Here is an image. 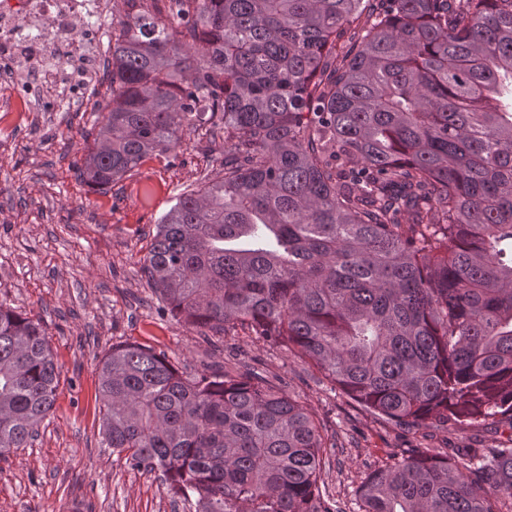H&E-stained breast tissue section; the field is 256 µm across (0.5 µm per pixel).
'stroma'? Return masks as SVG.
Returning <instances> with one entry per match:
<instances>
[{
	"mask_svg": "<svg viewBox=\"0 0 512 512\" xmlns=\"http://www.w3.org/2000/svg\"><path fill=\"white\" fill-rule=\"evenodd\" d=\"M49 112H0V306L41 320L63 373L54 413L29 447L0 461V512H189L156 475L105 448L97 366L112 345L165 352L188 374L253 370L322 420L336 448L322 479L338 512H359L368 473L419 445L494 448L512 429L433 423L407 432L365 411L314 367L249 331L200 335L164 312L143 272L153 231L179 194L220 176L206 128H184L108 192L83 183L91 113L55 92Z\"/></svg>",
	"mask_w": 512,
	"mask_h": 512,
	"instance_id": "obj_1",
	"label": "stroma"
}]
</instances>
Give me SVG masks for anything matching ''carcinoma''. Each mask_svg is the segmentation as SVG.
Wrapping results in <instances>:
<instances>
[{"label": "carcinoma", "mask_w": 512, "mask_h": 512, "mask_svg": "<svg viewBox=\"0 0 512 512\" xmlns=\"http://www.w3.org/2000/svg\"><path fill=\"white\" fill-rule=\"evenodd\" d=\"M80 173L108 190L184 127L224 176L179 196L144 274L202 335L238 326L372 414L512 428V0H123ZM105 444L195 512H336L328 430L254 375L162 351L98 364ZM43 326L0 307V459L55 407ZM360 512H512V440L393 458Z\"/></svg>", "instance_id": "cac0c4a2"}]
</instances>
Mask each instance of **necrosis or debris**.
<instances>
[{"instance_id": "4bbe7bcc", "label": "necrosis or debris", "mask_w": 512, "mask_h": 512, "mask_svg": "<svg viewBox=\"0 0 512 512\" xmlns=\"http://www.w3.org/2000/svg\"><path fill=\"white\" fill-rule=\"evenodd\" d=\"M107 8V0H0V82L13 88L12 99L0 108L34 111L33 100L41 96L46 81L70 92L76 111L90 108L109 47L86 16ZM46 14L53 15L55 24L42 34L38 26ZM59 50L66 52L69 63L51 67Z\"/></svg>"}]
</instances>
